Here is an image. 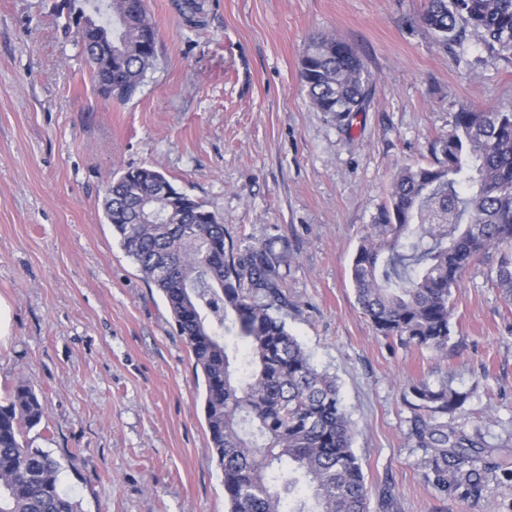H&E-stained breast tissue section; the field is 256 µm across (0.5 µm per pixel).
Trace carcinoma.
<instances>
[{"mask_svg":"<svg viewBox=\"0 0 512 512\" xmlns=\"http://www.w3.org/2000/svg\"><path fill=\"white\" fill-rule=\"evenodd\" d=\"M88 6L70 20L84 22L78 34L87 57L112 51V73L96 68L93 78L100 92L110 86L125 103L158 58L146 0ZM419 22L445 47L470 27L487 54L512 55V0H427ZM300 77L312 107L327 114L361 111L369 91L362 59L334 37L311 40ZM432 155V163L395 175L374 217L390 238L362 244L350 277L378 335L440 351L451 339L453 288L476 257L498 252L496 285L512 297V112L461 108ZM148 193L165 201L155 222L138 212ZM104 217L163 294L204 379L212 459L223 473L228 512H369L338 385L288 331L282 312L290 303L272 248L236 247L203 202L147 167L113 175ZM404 391L412 434L432 449L437 472L448 470L450 458L458 466L472 462L473 443L451 438L435 421L463 407L470 392L427 378ZM43 415L28 385L0 398V512H83L63 486L61 462L26 439Z\"/></svg>","mask_w":512,"mask_h":512,"instance_id":"1","label":"carcinoma"}]
</instances>
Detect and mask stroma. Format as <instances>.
<instances>
[{"mask_svg":"<svg viewBox=\"0 0 512 512\" xmlns=\"http://www.w3.org/2000/svg\"><path fill=\"white\" fill-rule=\"evenodd\" d=\"M146 0L158 61L137 95L99 94L65 0H0V396L25 383L44 418L34 447L65 464L84 512H228L202 382L162 294L104 218L113 173L162 172L223 221L235 245L283 255L285 317L335 376L370 512H512V303L498 256L453 291L443 352L377 336L350 266L391 181L431 161L463 106L512 110V62L468 34L439 48L426 0ZM348 43L371 75L363 111H315L300 82L311 37ZM471 390L448 428L476 443L478 486L437 476L411 436L404 385Z\"/></svg>","mask_w":512,"mask_h":512,"instance_id":"obj_1","label":"stroma"}]
</instances>
